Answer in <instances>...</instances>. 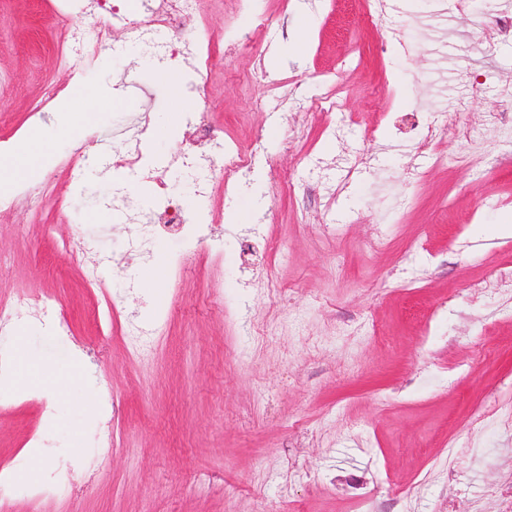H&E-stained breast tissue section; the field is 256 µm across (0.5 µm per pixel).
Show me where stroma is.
Returning <instances> with one entry per match:
<instances>
[{"mask_svg":"<svg viewBox=\"0 0 512 512\" xmlns=\"http://www.w3.org/2000/svg\"><path fill=\"white\" fill-rule=\"evenodd\" d=\"M253 7L270 26L213 0L167 34L198 113L258 151L239 186L213 174L198 194L179 163L189 121L155 140L164 166L142 152L170 108L145 75L146 94L55 144L39 212L19 205L28 183L0 194V298L54 295L68 325L18 321L0 356L9 371L20 352L81 366L65 395L0 403V477L18 487L0 512H512V295L491 287L512 272V131L486 120L512 114V0ZM63 10L103 31L93 50L59 25ZM304 13L316 27L297 52ZM241 28L254 50L203 69L196 33L220 51ZM132 42L96 0H0V146L56 124L49 93L126 87L141 67ZM64 48L89 63L69 71ZM446 118L473 137L439 141L437 165L401 130ZM160 168L166 187L142 206L131 188ZM168 198L215 215L224 254L197 249L157 294L142 272L180 243H138ZM257 224L279 252L243 254ZM244 265L271 287H244ZM94 273L105 290L88 288ZM34 448L38 482L25 475ZM58 474L69 486L46 491Z\"/></svg>","mask_w":512,"mask_h":512,"instance_id":"35a3bbf8","label":"stroma"}]
</instances>
